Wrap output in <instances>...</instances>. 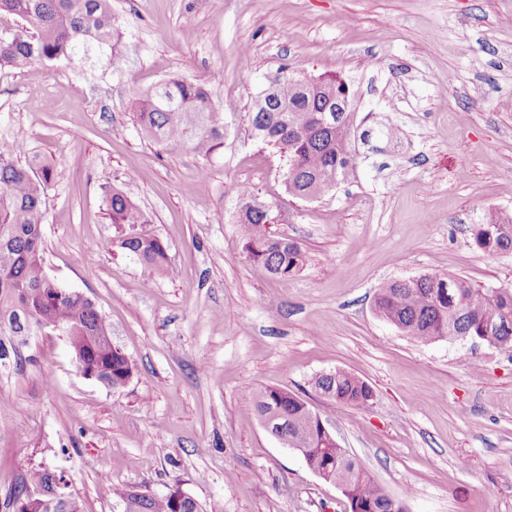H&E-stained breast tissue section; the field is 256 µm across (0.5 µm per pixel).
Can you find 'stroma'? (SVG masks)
<instances>
[{"label":"stroma","instance_id":"35a3bbf8","mask_svg":"<svg viewBox=\"0 0 512 512\" xmlns=\"http://www.w3.org/2000/svg\"><path fill=\"white\" fill-rule=\"evenodd\" d=\"M116 66L60 62L0 73V141L50 157L46 272L89 297L135 365L119 389L85 378L64 336L34 333L32 362L0 372V512L30 468L62 472L83 512H114L121 485L179 486L203 512H348L336 486L282 447L253 390L302 396L340 445L409 512H512V352L420 343L380 318L383 284L453 270L512 288V254L473 240L512 213V0H112ZM208 82L224 145L201 157L134 127L130 81ZM346 82L355 175L320 198L285 190V162L248 112L276 77ZM208 171L209 186L197 174ZM122 188L168 245L163 271L113 247L102 188ZM309 255L282 279L246 257L243 195ZM342 369L365 408L312 386ZM496 495H487V488Z\"/></svg>","mask_w":512,"mask_h":512}]
</instances>
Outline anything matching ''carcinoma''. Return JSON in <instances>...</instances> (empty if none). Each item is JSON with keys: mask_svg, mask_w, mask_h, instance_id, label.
<instances>
[{"mask_svg": "<svg viewBox=\"0 0 512 512\" xmlns=\"http://www.w3.org/2000/svg\"><path fill=\"white\" fill-rule=\"evenodd\" d=\"M1 13L18 17L22 24L0 36V71L33 63L86 64L94 56L110 66L119 57L123 33L112 0H0ZM328 88L351 96L346 84L333 79L312 80L303 87L298 77L287 75L263 90L248 112L255 138L286 158V190L302 201L322 196L355 172L354 113L327 111ZM131 101L138 131L159 145L209 156L224 144V113L202 80L173 76L137 89ZM55 178L51 162L28 154L16 141L0 142V368H22L27 362L20 350L22 337L50 327L66 336L84 370L97 371L118 389L134 375V363L121 348L103 342L110 328L94 302L62 287L45 271L42 228ZM107 207L111 223L121 229L115 244L147 268L162 270L167 245L138 231L147 223L140 207L116 188L107 196ZM269 221L268 209L252 208L246 201L238 218L239 234L250 261L288 278L306 266L308 255L298 243L270 234ZM473 239L485 253H511L512 213L490 212ZM374 305L382 319L419 342L465 336L474 344L489 342L512 350L511 288H480L456 272L434 271L385 283ZM313 386L324 398L357 408L373 399L365 381L341 369L317 376ZM252 404L261 421L286 419L275 438L285 448L304 449L313 473L343 478L349 512H406L404 501L390 497L346 449L323 440L317 414L302 397L266 387L253 392ZM64 480L60 472L33 468L10 494L6 508L31 488L52 499ZM114 498L123 512H202L195 498L177 505L164 495L149 497L128 486L116 488Z\"/></svg>", "mask_w": 512, "mask_h": 512, "instance_id": "cac0c4a2", "label": "carcinoma"}]
</instances>
